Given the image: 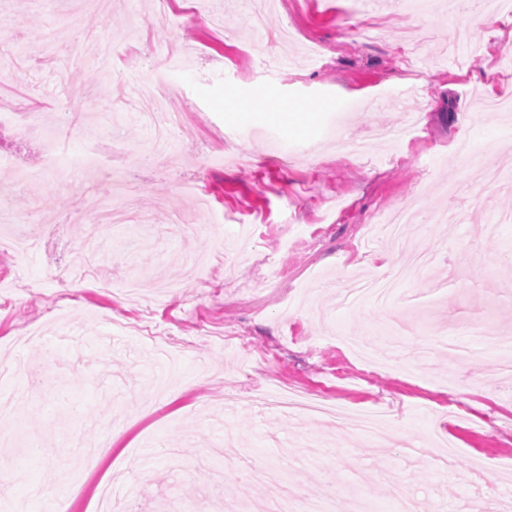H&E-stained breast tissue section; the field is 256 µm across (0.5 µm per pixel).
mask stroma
Returning <instances> with one entry per match:
<instances>
[{
  "instance_id": "obj_1",
  "label": "stroma",
  "mask_w": 512,
  "mask_h": 512,
  "mask_svg": "<svg viewBox=\"0 0 512 512\" xmlns=\"http://www.w3.org/2000/svg\"><path fill=\"white\" fill-rule=\"evenodd\" d=\"M0 0V102L60 125L63 159L112 138L127 155L137 220L105 224L108 169L18 186L15 164L38 162L31 131L0 130V201L19 231L43 239L20 260L0 256V393L16 430L0 447L25 480L0 512H95L96 485L112 487V512H225L210 499L223 483L244 512H267L272 488L243 470L275 467L283 448L297 464L286 486L318 496L332 471L343 498L365 512H397L390 482L449 512H512V380L500 355L470 340L472 357L449 361L446 344L469 318L512 332V184L486 189L484 169H512V118L493 119L489 97L512 99V15L472 23L478 54L500 68L448 58L442 9L404 0H280L254 36L244 0ZM177 58L154 74L153 58ZM137 90L176 87L195 138H172L152 161L153 128ZM266 90L254 101L256 86ZM319 103L311 132L299 121ZM348 137L368 142L337 152ZM466 146L475 163L459 167ZM62 194L82 224L46 210ZM415 210L399 244L380 235L383 215ZM219 234L183 235L182 224ZM435 264L374 298L311 313L312 284H350L403 264L410 251ZM135 278L126 302L113 282ZM166 347L169 377L155 359ZM41 371L31 389L29 370ZM318 391L352 414L379 415L390 440L354 424L267 413L275 389ZM100 440L101 465H82L79 444ZM175 448L180 465L148 448ZM188 475H181L180 466Z\"/></svg>"
}]
</instances>
